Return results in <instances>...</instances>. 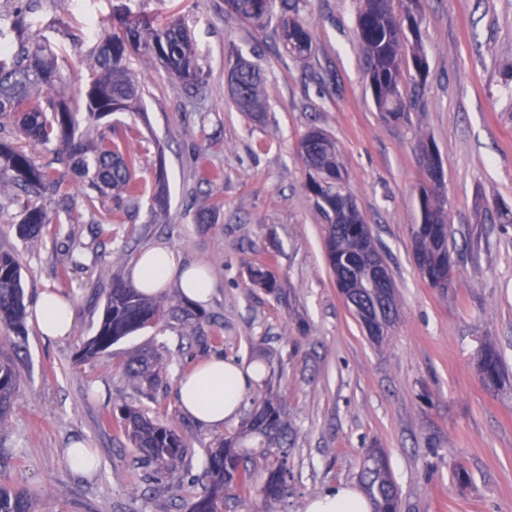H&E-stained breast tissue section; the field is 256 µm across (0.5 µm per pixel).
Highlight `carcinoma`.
<instances>
[{
  "instance_id": "carcinoma-1",
  "label": "carcinoma",
  "mask_w": 512,
  "mask_h": 512,
  "mask_svg": "<svg viewBox=\"0 0 512 512\" xmlns=\"http://www.w3.org/2000/svg\"><path fill=\"white\" fill-rule=\"evenodd\" d=\"M356 15L358 45L364 54L368 88L385 121H399L406 115L407 104L402 92L405 68H414L422 78L427 72V57L418 46L419 21L416 0H407L402 16L392 9V0H360ZM238 17L256 23L271 13L273 0H226ZM19 46L0 47V117L17 119V138H0V184L21 189L30 198L24 207L17 233L26 239L37 238L47 224L53 223L50 211L37 199L47 197L66 212L72 211L74 194L71 176L83 180L85 209L94 211L104 196H112L118 213L129 214L145 195V186L136 177L140 156L120 137H112L113 127L104 119L118 112H134L142 105L137 77L128 67L131 54H138L161 64L171 77L185 88L203 84L202 69L190 35L177 21L157 23L129 8L113 14L112 29L99 37L94 52L92 76L82 97L70 99L56 92L61 83L57 54L46 39L27 35L18 26ZM281 42L295 58L311 52L309 29L291 20L281 26ZM236 89L232 98L238 108L257 118L267 105L263 95L264 79L253 64L241 54L230 55ZM318 143L308 149L300 140L299 154L308 168V190L327 224L336 214V181L347 182L338 160L335 141L321 128L312 127ZM45 146L51 160L35 163L21 141ZM420 209L427 221L412 225L415 259L426 261L432 268L443 265L448 256L447 213L438 186L424 185L419 196ZM168 206V189L160 178L150 197V210L163 211ZM353 225L327 229L326 245L331 262L343 261L351 251ZM252 282L270 293L278 292L271 273L262 267L251 271ZM353 302L362 309L382 311L387 326L398 316L396 296L372 295L366 288H356ZM26 305L22 275L17 259L0 253V325L20 334L24 329ZM170 317L182 321L192 331L202 333L209 323L205 314L194 310L187 300L173 301L165 296H149L129 282L112 278L100 322L93 336L80 351L82 360L92 359L108 351L118 341ZM135 382L152 390L162 380L165 367L160 358L136 356L125 365ZM482 378L495 384L500 378L501 363L496 353L486 350L481 355ZM19 387L13 358L0 351V426L4 424ZM123 428L142 458L162 473L176 467L185 453L184 438L173 428L161 424L138 409L121 411ZM288 416L279 400L264 397L252 402L246 433L220 438L208 448L200 490L189 512H223L224 493L232 492L243 503L253 493L269 500L288 496ZM265 460L266 477L257 485L249 467L253 456ZM359 480L373 502L374 512H399L398 487L388 470L385 454L372 449L363 457ZM0 512H34L27 495L0 487Z\"/></svg>"
}]
</instances>
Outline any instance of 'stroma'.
Returning <instances> with one entry per match:
<instances>
[{
  "instance_id": "1",
  "label": "stroma",
  "mask_w": 512,
  "mask_h": 512,
  "mask_svg": "<svg viewBox=\"0 0 512 512\" xmlns=\"http://www.w3.org/2000/svg\"><path fill=\"white\" fill-rule=\"evenodd\" d=\"M129 5L189 30L203 69L199 92L173 89L165 69L131 57L143 105L114 115L143 154L137 178L153 187L164 175L170 203L151 213L141 203L124 223L104 197L94 213L57 211L40 238L21 240L23 193L0 192V252L22 267L25 303L61 289L75 304L73 335L46 341L34 324L18 337L0 326L19 389L0 427V486L31 496L36 512H187L206 451L239 432L202 426L181 410V369L221 356L240 366L262 360L275 369L288 413L293 477L284 501L225 496L224 512H302L338 484L358 483L359 464L383 449L401 495L400 512H512V0H419L418 42L425 80L404 76L408 118L382 120L367 88L357 44L359 0H297L274 6L264 26L242 21L224 0H0V40L13 42L24 12L31 34L58 47L61 92L87 84L96 33L116 7ZM307 24L312 51L296 59L282 47L284 19ZM236 51L265 77L267 112H241L226 85V57ZM317 126L336 140L356 205L386 255L400 318L383 342L366 335L339 293L326 251L325 222L308 191L298 143ZM443 171L450 288L431 287L417 270L411 227L427 181L423 146ZM221 172L215 182L205 171ZM216 206L211 222L197 211ZM152 244L183 263L206 266L215 291L205 305V335L165 318L81 361L77 354L103 313L113 277L128 278ZM268 269L282 289L253 285L249 271ZM494 346L507 374L485 385L481 345ZM160 354L166 382L155 394L134 385L123 365L142 349ZM128 406L175 428L187 448L178 467L154 475L113 413ZM87 441L100 465L89 477L63 451Z\"/></svg>"
}]
</instances>
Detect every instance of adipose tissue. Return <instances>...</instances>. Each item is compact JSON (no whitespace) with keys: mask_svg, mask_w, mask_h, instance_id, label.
Here are the masks:
<instances>
[{"mask_svg":"<svg viewBox=\"0 0 512 512\" xmlns=\"http://www.w3.org/2000/svg\"><path fill=\"white\" fill-rule=\"evenodd\" d=\"M131 281L151 295L160 294L170 284H178L184 297L198 305L207 304L214 291V281L204 266H184L174 250L162 245L136 257ZM33 318L43 338L62 340L74 332L76 311L70 298L60 290L47 288L36 299ZM251 377V371L246 368L221 357L211 358L178 380L180 406L203 426L223 428L237 420ZM303 512H373V505L357 486L340 484L308 499Z\"/></svg>","mask_w":512,"mask_h":512,"instance_id":"adipose-tissue-1","label":"adipose tissue"}]
</instances>
